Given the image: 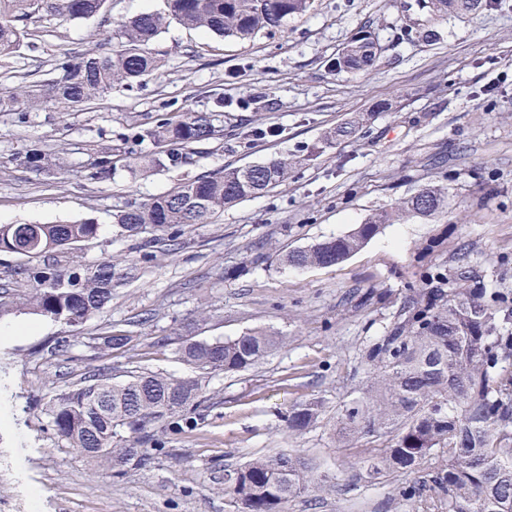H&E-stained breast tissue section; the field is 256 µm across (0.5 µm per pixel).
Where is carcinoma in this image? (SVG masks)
Returning a JSON list of instances; mask_svg holds the SVG:
<instances>
[{"label": "carcinoma", "instance_id": "obj_1", "mask_svg": "<svg viewBox=\"0 0 512 512\" xmlns=\"http://www.w3.org/2000/svg\"><path fill=\"white\" fill-rule=\"evenodd\" d=\"M107 0H0V55L13 53L28 36L26 22L39 15L66 21L98 15ZM313 0H168L169 13H142L119 25L117 43H99L78 57L68 56L49 78L0 93V112H30L42 106L74 111L103 97L116 84L149 76L159 68L150 45L168 20L224 38L248 40L278 28L288 18L307 12ZM493 0H419L428 15L419 34L437 37L435 21L470 16ZM372 34L355 32L336 59L335 68L368 70L376 64ZM215 135L212 114L183 113L140 134L157 143L189 145ZM190 156L167 152L139 156L133 166L155 169L188 163ZM297 158H273L247 167H227L182 183L177 190L115 215L120 227L137 235L166 231L184 224H208L212 217L253 195L288 180ZM112 151L89 154L92 175H112ZM428 207L411 196L393 211L371 214L350 233L287 254L294 267L331 266L364 246L383 224L407 216L428 217L449 203L450 194L436 186L424 189ZM98 235V225L0 224V251L25 253L43 261L60 248L77 246ZM35 292L26 299L37 314L80 328L112 301V288L123 278L118 265L105 260L94 267L59 270L49 264L32 273ZM503 298L485 296L469 286L430 288L411 298L409 314L394 323L367 354L370 384L366 400L336 416L339 431L352 439L362 434L395 431L394 443L364 461L367 478L389 471L408 477L420 472L427 458L442 457L428 478L402 488L411 512H428L426 489L435 491L448 512H512V375L501 364L512 358V335L498 334ZM138 337L110 326L93 336H60L51 353L70 359L77 344L94 358L134 347ZM285 338L264 330L228 340L179 343L178 354L197 376L176 378L134 370L114 384L98 369L48 395L47 414L56 436L90 461L120 472L132 464L148 468L151 448L159 444L151 427L159 422L195 425L190 412L201 405L202 380L216 372H239L255 365ZM316 402L296 405L288 430L302 433L319 418ZM312 476L306 463L283 450L246 462L224 479V493L238 512H288V503L306 492Z\"/></svg>", "mask_w": 512, "mask_h": 512}]
</instances>
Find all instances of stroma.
<instances>
[{
  "instance_id": "stroma-1",
  "label": "stroma",
  "mask_w": 512,
  "mask_h": 512,
  "mask_svg": "<svg viewBox=\"0 0 512 512\" xmlns=\"http://www.w3.org/2000/svg\"><path fill=\"white\" fill-rule=\"evenodd\" d=\"M166 11V0H107L90 19H32L19 48L0 57V91L51 69L60 54L112 41L121 22ZM423 17L416 0H314L304 15L244 42L172 21L151 44L161 62L155 74L80 111L0 112V221L94 222L98 239L55 252L54 266L110 259L131 273L81 329L86 336L109 324L138 336L132 350L102 360L113 381L139 367L192 376L173 346L185 336L224 340L261 329L287 339L248 370L210 375L197 424L156 425L164 448L152 467L117 476L58 440L37 403L44 388L84 371L81 349L67 363L49 350L72 327L23 305L0 314L1 327L36 325L0 335V512H237L225 472L286 448L310 462L316 481L288 512H408L403 477L371 480L363 468L392 433L348 442L335 430L337 414L365 397L367 351L431 270L453 288L467 261L488 291L512 298V0L440 19L433 41L417 32ZM364 27L380 46L376 65L334 69ZM191 109L212 112L217 133L190 146V163L131 172L126 157L158 149L137 131ZM359 113L363 132L327 143L328 131ZM94 145L112 149L111 178H91L86 150ZM37 146L49 151L47 169L17 164ZM281 156L301 160L286 182L211 223L130 236L112 222L129 204L190 179ZM428 186L449 190L451 207L381 225L337 265L284 263ZM36 267L0 252V291L27 294ZM158 336L170 345L155 346ZM303 401L324 412L289 436L288 415Z\"/></svg>"
}]
</instances>
